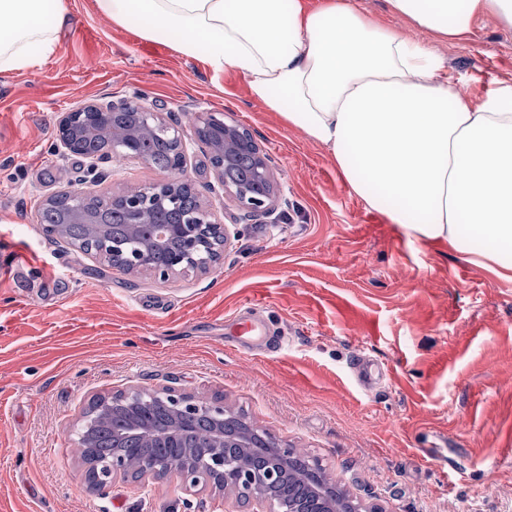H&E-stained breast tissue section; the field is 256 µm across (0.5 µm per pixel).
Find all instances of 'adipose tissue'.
<instances>
[{
  "mask_svg": "<svg viewBox=\"0 0 512 512\" xmlns=\"http://www.w3.org/2000/svg\"><path fill=\"white\" fill-rule=\"evenodd\" d=\"M386 2L403 27L351 0H95L116 26L240 73L389 223L511 277L512 83L463 97L404 28L462 41L483 15L512 27V0ZM67 14L66 0H0V76L51 56Z\"/></svg>",
  "mask_w": 512,
  "mask_h": 512,
  "instance_id": "adipose-tissue-1",
  "label": "adipose tissue"
}]
</instances>
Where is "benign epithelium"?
<instances>
[{
	"label": "benign epithelium",
	"instance_id": "obj_1",
	"mask_svg": "<svg viewBox=\"0 0 512 512\" xmlns=\"http://www.w3.org/2000/svg\"><path fill=\"white\" fill-rule=\"evenodd\" d=\"M144 96L135 94L118 102L88 103L72 112L65 113L59 121V140L64 153L80 155L78 140L87 130L98 128L112 139L110 150L98 155H83L89 160L88 172L97 170L103 160L139 159L148 162L146 143L154 136L166 135L176 144L173 166L169 176L143 187H130L110 196L92 191H58L46 197L44 207L62 206L72 219L92 225V240L96 243L93 255L112 266L122 265L131 273H146L167 281L188 271L207 272L217 261L206 263L196 258L203 245L204 228L209 225L217 233V251H223L229 241L226 225L205 203L187 212L180 224L157 228L153 242L140 249H130L126 244L133 239L141 225L154 223L155 212L177 203L176 194L181 174L186 165L185 143L178 128L168 123L161 113L143 103ZM140 113V120L130 126L123 117L127 112ZM112 117V125L103 123L105 116ZM194 133L207 148L211 168L215 172L224 193L243 215L260 216L274 213L278 185L269 164L268 156L260 149L252 135L239 124L224 118L222 113L198 115L194 121ZM243 152L250 154L253 162L248 180L236 182L227 175ZM102 204H119L129 216V222L120 231H112L102 224L100 217L89 210L93 201ZM155 246L170 248L168 262L156 265L149 261V253ZM158 399L170 409V424L159 432L147 422L133 416L127 429L115 435L119 442L130 436L140 438L146 448L162 442L170 447L183 449L181 461L171 465L174 474L185 488L210 486L227 491L224 501L233 505L244 503L249 512H281L280 506L269 495L272 488H280L291 482L306 485L310 501L288 507V512H308L311 507H320L321 512H339L336 501V478L322 469L316 474L302 471L294 465L293 450L271 442L267 454L274 465L262 473L252 466L257 451V433L250 426L229 428L224 425L233 412L218 403H208L190 395L177 394L170 390L162 392L133 389L111 396H96L93 409L83 412L81 436L91 444L94 429L105 423L111 413L118 409L132 411L137 407ZM204 415L213 420L205 437L195 434L188 425L191 416ZM131 476L137 480L161 477L159 468L147 457L131 458L122 454L86 464L88 482L103 487L116 476Z\"/></svg>",
	"mask_w": 512,
	"mask_h": 512
}]
</instances>
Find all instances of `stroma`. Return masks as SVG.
I'll return each instance as SVG.
<instances>
[{"instance_id": "1", "label": "stroma", "mask_w": 512, "mask_h": 512, "mask_svg": "<svg viewBox=\"0 0 512 512\" xmlns=\"http://www.w3.org/2000/svg\"><path fill=\"white\" fill-rule=\"evenodd\" d=\"M42 67L0 79V512H224L176 476L89 487L79 458L91 399L137 388L224 404L318 459L382 512H512V280L406 233L352 194L322 146L254 99L234 70L139 39L94 0ZM435 50L463 94L512 83V28L486 15ZM141 90L182 126L185 176L231 232L216 271L160 282L48 236L61 190L109 195L162 179L139 161L61 156L63 113ZM221 112L247 129L279 185L275 213L242 217L188 126ZM254 314L282 347H243ZM363 357L374 381L352 369Z\"/></svg>"}]
</instances>
